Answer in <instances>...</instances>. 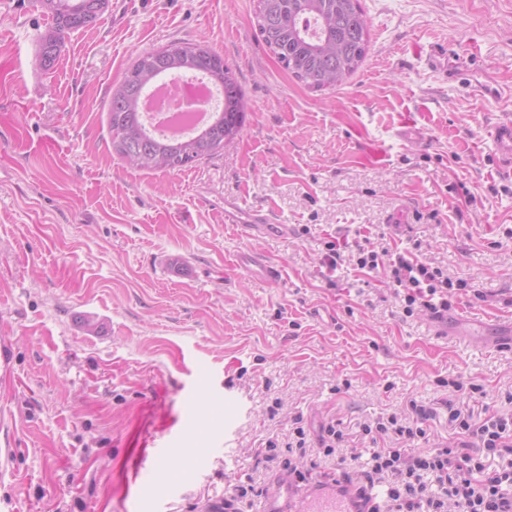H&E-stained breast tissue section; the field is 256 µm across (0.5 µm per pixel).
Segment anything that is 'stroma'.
<instances>
[{
  "mask_svg": "<svg viewBox=\"0 0 512 512\" xmlns=\"http://www.w3.org/2000/svg\"><path fill=\"white\" fill-rule=\"evenodd\" d=\"M256 5L109 0L45 71L49 18L0 0V512H206L265 475L256 450L298 416L342 422L348 455L359 424L414 399L449 443L448 379L512 413L497 328L512 320V176L487 136L512 117V0H361L365 61L323 92L269 53ZM187 40L232 67L245 132L180 171L131 167L112 151L111 89L137 54ZM407 118L427 148L399 138ZM228 195L288 237L242 235ZM333 236L417 250L473 287L447 325L403 316L384 276L348 262L325 277ZM245 249L280 281L236 269Z\"/></svg>",
  "mask_w": 512,
  "mask_h": 512,
  "instance_id": "obj_1",
  "label": "stroma"
}]
</instances>
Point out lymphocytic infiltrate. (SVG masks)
<instances>
[{"mask_svg":"<svg viewBox=\"0 0 512 512\" xmlns=\"http://www.w3.org/2000/svg\"><path fill=\"white\" fill-rule=\"evenodd\" d=\"M348 260L366 272L383 273L407 317L446 313L452 290L468 286L411 252L394 254L368 241L352 244L340 237L324 241L321 262L328 270L337 271ZM407 409L406 415L392 414L361 426L371 448L359 486L373 499L371 512H512V416L449 403L448 422L458 431L459 442L411 452L408 444L427 440L434 412L414 399ZM344 440L336 421L324 424L314 440L300 425L288 438L286 456L278 455L272 441L265 459L305 483L311 470L298 467L294 456L317 453L342 465L347 461Z\"/></svg>","mask_w":512,"mask_h":512,"instance_id":"1","label":"lymphocytic infiltrate"}]
</instances>
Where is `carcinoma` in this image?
<instances>
[{
    "label": "carcinoma",
    "mask_w": 512,
    "mask_h": 512,
    "mask_svg": "<svg viewBox=\"0 0 512 512\" xmlns=\"http://www.w3.org/2000/svg\"><path fill=\"white\" fill-rule=\"evenodd\" d=\"M45 9L52 26L40 36L36 61L53 67L65 36L93 25L108 0H51ZM255 17L261 40L278 63L313 91L333 89L349 79L364 62L369 29L360 0H257ZM150 54V75L139 72V59L112 88L108 118L112 148L130 166L174 171L210 159L243 133L248 103L224 55L203 42L172 41ZM206 75L224 93V111L201 131L183 139L151 134L140 111L143 94L172 73Z\"/></svg>",
    "instance_id": "obj_1"
}]
</instances>
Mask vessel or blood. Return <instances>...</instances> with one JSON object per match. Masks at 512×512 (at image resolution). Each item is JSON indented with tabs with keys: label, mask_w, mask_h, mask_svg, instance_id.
I'll return each mask as SVG.
<instances>
[{
	"label": "vessel or blood",
	"mask_w": 512,
	"mask_h": 512,
	"mask_svg": "<svg viewBox=\"0 0 512 512\" xmlns=\"http://www.w3.org/2000/svg\"><path fill=\"white\" fill-rule=\"evenodd\" d=\"M489 138L502 169L512 174V120L494 124ZM224 221L237 225L248 237L288 233L287 225L275 223L271 213L261 208L242 212L232 205H225ZM236 267L269 284L277 283L282 277L279 266L252 250L237 256ZM371 507V502L361 497L355 486L341 478L300 485L288 474L280 473L273 477L271 491L261 497L258 512H370Z\"/></svg>",
	"instance_id": "b4317fda"
}]
</instances>
